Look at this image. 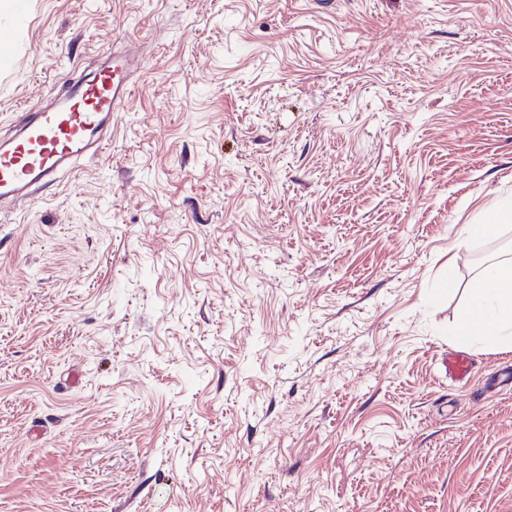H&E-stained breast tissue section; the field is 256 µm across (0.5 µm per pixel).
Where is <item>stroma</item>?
<instances>
[{"instance_id":"35a3bbf8","label":"stroma","mask_w":512,"mask_h":512,"mask_svg":"<svg viewBox=\"0 0 512 512\" xmlns=\"http://www.w3.org/2000/svg\"><path fill=\"white\" fill-rule=\"evenodd\" d=\"M0 140L140 44L109 148L0 201V512H512V0H27ZM470 356L468 384L448 355ZM512 222V202L502 203L485 212L481 224H472L464 231L469 237H488L495 234L502 224ZM470 290L455 338L512 350V264L488 268Z\"/></svg>"}]
</instances>
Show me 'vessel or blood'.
<instances>
[{"label":"vessel or blood","mask_w":512,"mask_h":512,"mask_svg":"<svg viewBox=\"0 0 512 512\" xmlns=\"http://www.w3.org/2000/svg\"><path fill=\"white\" fill-rule=\"evenodd\" d=\"M140 66L137 42H127L26 113L16 136L0 141V199L29 198L31 186L58 182L85 156L100 155L112 114L130 98L131 75ZM471 374L466 354H449L451 380L464 385Z\"/></svg>","instance_id":"vessel-or-blood-1"}]
</instances>
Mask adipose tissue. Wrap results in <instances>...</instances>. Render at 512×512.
Returning a JSON list of instances; mask_svg holds the SVG:
<instances>
[{"instance_id":"ef3b65f1","label":"adipose tissue","mask_w":512,"mask_h":512,"mask_svg":"<svg viewBox=\"0 0 512 512\" xmlns=\"http://www.w3.org/2000/svg\"><path fill=\"white\" fill-rule=\"evenodd\" d=\"M455 337L512 350V264L490 267L473 282Z\"/></svg>"}]
</instances>
